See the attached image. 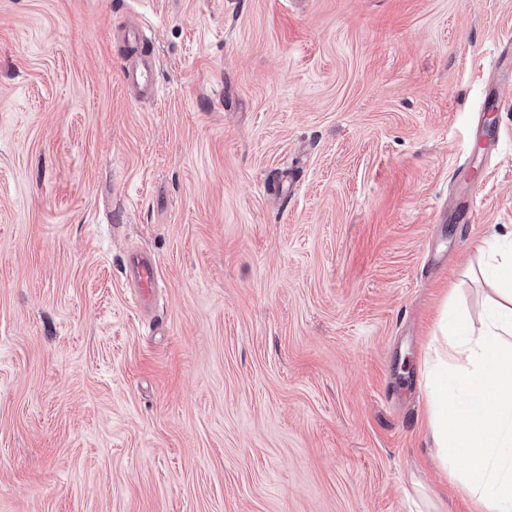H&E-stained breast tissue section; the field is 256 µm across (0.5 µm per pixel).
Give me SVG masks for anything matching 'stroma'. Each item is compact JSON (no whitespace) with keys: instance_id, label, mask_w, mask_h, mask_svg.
Returning a JSON list of instances; mask_svg holds the SVG:
<instances>
[{"instance_id":"1","label":"stroma","mask_w":512,"mask_h":512,"mask_svg":"<svg viewBox=\"0 0 512 512\" xmlns=\"http://www.w3.org/2000/svg\"><path fill=\"white\" fill-rule=\"evenodd\" d=\"M507 44L512 0H0V512H470L422 361L512 229ZM125 37L135 50L126 58L123 75L128 87L139 94H155L157 91L156 63L145 50L149 42L138 28H130ZM141 47V50H138ZM125 271L139 288V299L149 298L157 285L155 261L146 255L135 256L129 259Z\"/></svg>"}]
</instances>
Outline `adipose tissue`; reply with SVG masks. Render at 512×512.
<instances>
[{"mask_svg":"<svg viewBox=\"0 0 512 512\" xmlns=\"http://www.w3.org/2000/svg\"><path fill=\"white\" fill-rule=\"evenodd\" d=\"M498 298L479 321L441 310L424 362L430 435L471 512H512V233L490 254Z\"/></svg>","mask_w":512,"mask_h":512,"instance_id":"adipose-tissue-1","label":"adipose tissue"}]
</instances>
